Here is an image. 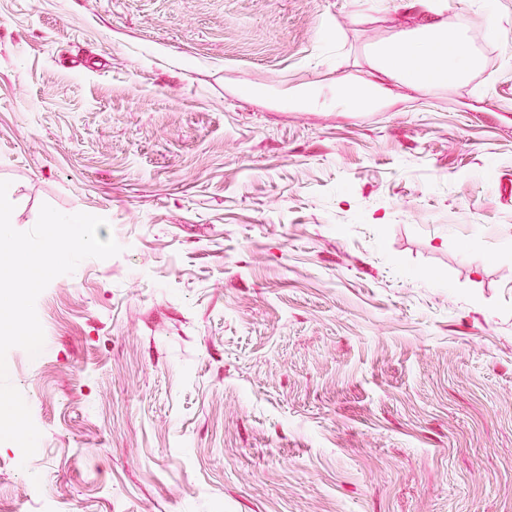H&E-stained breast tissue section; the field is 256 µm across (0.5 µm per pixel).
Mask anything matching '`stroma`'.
<instances>
[{"label": "stroma", "instance_id": "1", "mask_svg": "<svg viewBox=\"0 0 512 512\" xmlns=\"http://www.w3.org/2000/svg\"><path fill=\"white\" fill-rule=\"evenodd\" d=\"M0 0V180L106 218L7 355L0 512H512V0ZM419 11V25L374 51L375 67L403 82L436 86L462 82L479 66L469 40L449 34L441 16L445 0H406Z\"/></svg>", "mask_w": 512, "mask_h": 512}]
</instances>
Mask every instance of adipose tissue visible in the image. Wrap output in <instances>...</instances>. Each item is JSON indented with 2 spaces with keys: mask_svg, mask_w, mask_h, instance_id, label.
<instances>
[{
  "mask_svg": "<svg viewBox=\"0 0 512 512\" xmlns=\"http://www.w3.org/2000/svg\"><path fill=\"white\" fill-rule=\"evenodd\" d=\"M418 10L419 25L374 51L383 75L409 83L436 86L466 80L479 60L468 39L449 33L442 20L445 0H406Z\"/></svg>",
  "mask_w": 512,
  "mask_h": 512,
  "instance_id": "ef3b65f1",
  "label": "adipose tissue"
}]
</instances>
